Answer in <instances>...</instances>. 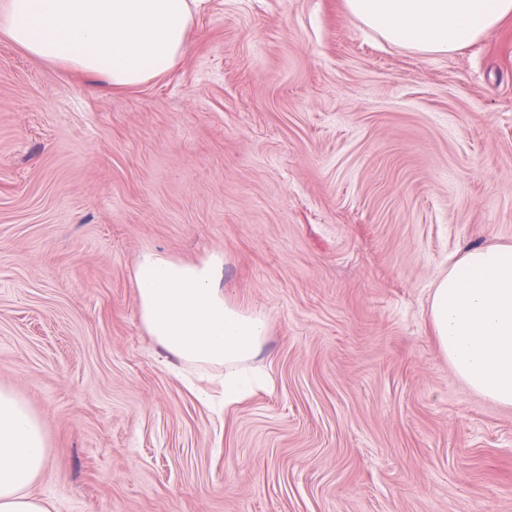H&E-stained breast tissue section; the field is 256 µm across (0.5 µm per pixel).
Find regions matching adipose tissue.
I'll use <instances>...</instances> for the list:
<instances>
[{
	"instance_id": "obj_1",
	"label": "adipose tissue",
	"mask_w": 512,
	"mask_h": 512,
	"mask_svg": "<svg viewBox=\"0 0 512 512\" xmlns=\"http://www.w3.org/2000/svg\"><path fill=\"white\" fill-rule=\"evenodd\" d=\"M202 0H0V35L29 54L104 78L113 89L170 71L189 49ZM345 12L385 40L453 56L512 22V0H342ZM148 335L185 364L223 369L224 403L242 402L267 378L254 367L266 315L242 307L224 259L199 264L144 251L133 274ZM429 320L440 352L471 390L512 406V245L464 251L432 288ZM41 419L0 387V512H48L30 486L45 469Z\"/></svg>"
}]
</instances>
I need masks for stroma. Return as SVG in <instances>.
Masks as SVG:
<instances>
[{
    "label": "stroma",
    "instance_id": "stroma-1",
    "mask_svg": "<svg viewBox=\"0 0 512 512\" xmlns=\"http://www.w3.org/2000/svg\"><path fill=\"white\" fill-rule=\"evenodd\" d=\"M123 91L0 35V387L49 512H512V407L429 328L457 253L512 244V32L452 57L338 0H207ZM146 249L217 253L273 387L214 412L148 336Z\"/></svg>",
    "mask_w": 512,
    "mask_h": 512
}]
</instances>
